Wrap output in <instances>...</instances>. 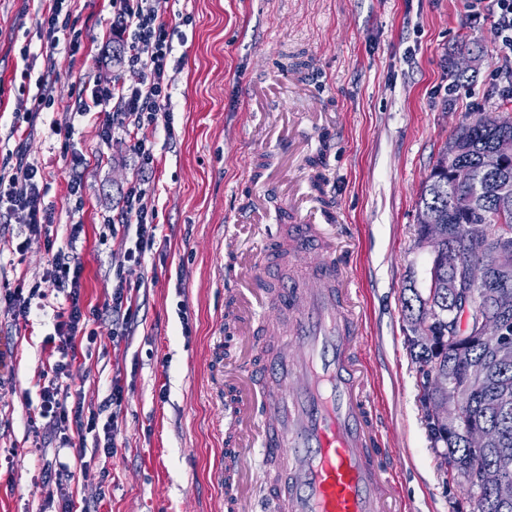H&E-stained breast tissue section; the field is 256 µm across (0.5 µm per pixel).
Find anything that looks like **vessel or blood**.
<instances>
[{"label": "vessel or blood", "mask_w": 512, "mask_h": 512, "mask_svg": "<svg viewBox=\"0 0 512 512\" xmlns=\"http://www.w3.org/2000/svg\"><path fill=\"white\" fill-rule=\"evenodd\" d=\"M333 221L314 206L275 239L280 263L296 260L305 243L314 241L320 264L288 285L291 307L282 340L296 343L299 354L235 368L250 380L263 371L265 381L237 392V421L256 425L257 432L228 454L240 466L257 446L285 456V481L272 493L279 512H400L374 396L365 381L362 319L328 231ZM274 304L262 293L239 302V328H249Z\"/></svg>", "instance_id": "obj_1"}]
</instances>
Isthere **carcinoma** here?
<instances>
[{
    "label": "carcinoma",
    "instance_id": "1",
    "mask_svg": "<svg viewBox=\"0 0 512 512\" xmlns=\"http://www.w3.org/2000/svg\"><path fill=\"white\" fill-rule=\"evenodd\" d=\"M458 154L448 161V150H443L431 170L418 200V213L434 211L441 215V232L434 234L437 255L431 259L427 281L440 283L448 280V247L457 249L464 259L481 261L489 268V288L512 290V249L499 246L501 238L512 234V196H503L499 186L512 181V165L498 172L484 168V159L504 140H512L509 131L497 126L491 112L467 113L459 125ZM504 224L506 228L493 235L480 252L473 251L468 234L462 225L470 223ZM413 300L405 302L411 330L420 328L419 310L434 305L441 324L439 330L454 327V311L458 299L446 288H435L422 297L411 289ZM418 302L413 308L412 302ZM410 353L419 367H429L448 375L453 388L463 401L464 424L432 439L434 445L446 448L445 457L453 475L473 490L474 512H512V501L496 498L484 485L478 483L483 470H493L503 480L512 482V406H501L504 397L512 396V364L500 365L493 358L492 344L481 336H471L468 348L460 356L432 336H413L409 339ZM482 425L497 440L490 447L475 453L468 448L465 429Z\"/></svg>",
    "mask_w": 512,
    "mask_h": 512
}]
</instances>
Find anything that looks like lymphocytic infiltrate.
Masks as SVG:
<instances>
[{"instance_id": "1", "label": "lymphocytic infiltrate", "mask_w": 512, "mask_h": 512, "mask_svg": "<svg viewBox=\"0 0 512 512\" xmlns=\"http://www.w3.org/2000/svg\"><path fill=\"white\" fill-rule=\"evenodd\" d=\"M71 0H38L37 28L45 47V69L38 76L37 92L26 107L28 125H35L41 112L54 104L50 77L54 70L57 50L74 53L81 48V33L70 23ZM112 7L111 33L123 43V60L139 73L136 84L119 81L108 85L90 86L80 98V116L93 114L100 106L109 111L97 123V135L106 141L114 135H124L130 142L135 166L139 172L124 191L120 202L108 218L109 224L121 227L131 244L125 248V262L141 263L145 254L157 243L160 226L155 211L143 203L146 195L143 172L155 163L154 146L143 137L147 127L158 126L164 116L163 108L171 98L169 60L173 53L170 32L149 4V0H110ZM465 11L473 16L488 11L497 31L494 54L499 66L494 73L501 94L512 97V0H463ZM48 187L42 169L30 162L24 151H17L13 172L0 175V218L10 217L26 227L29 234H41L46 224L52 223V211L44 198ZM49 277L63 295L54 318L57 346L61 354L51 368V377L41 391L39 415L53 432L63 434L69 428L94 436L93 449L76 448L75 461L86 456L112 457L116 452V435L122 411L123 388L112 383L101 413H83L82 409L67 411L59 399V381L69 371L66 358L75 347L77 336L95 342L94 332L88 331L91 318L99 317V310L85 312L81 303L82 266L75 257L57 252L51 260Z\"/></svg>"}]
</instances>
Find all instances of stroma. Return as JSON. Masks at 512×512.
I'll use <instances>...</instances> for the list:
<instances>
[{
    "label": "stroma",
    "instance_id": "obj_1",
    "mask_svg": "<svg viewBox=\"0 0 512 512\" xmlns=\"http://www.w3.org/2000/svg\"><path fill=\"white\" fill-rule=\"evenodd\" d=\"M177 29L171 127L144 131L155 171L144 203L165 239L142 264L122 260L120 238L105 218L134 177L123 135L96 136L79 116L83 85L138 82L112 58L104 0H76L71 23L83 35L76 55L57 52L54 105L40 115L26 144L41 167L53 222L29 235L0 223V292L40 284L44 307L16 323L0 301V512H63L45 462H72L60 440L38 447L32 421L42 373L60 355L54 334L55 285L47 272L57 250L83 266L84 307L104 309L117 281L144 300L133 335L112 338V318L93 322L97 342L76 343L68 406L98 410L113 379L124 387L117 452L75 470L74 512H224L214 477L224 459L225 353L265 348L263 327L247 336L224 326L226 289L261 274L282 287L274 263L251 255L270 244L288 214L289 191H310L306 163L320 156L326 200L340 221L342 246L365 327L362 348L378 421L392 450L389 463L404 512H471L459 482L440 469L418 402L419 377L406 344L404 308L423 288L429 251L415 236L417 201L439 152L468 112H512L492 79L496 30L472 19L460 0H151ZM33 0H0V174L9 173L14 108L25 78L22 46L41 55ZM477 48L478 78L449 92L455 61ZM84 155L81 197L70 194L65 153ZM83 232L71 240L73 223ZM236 236L241 254L224 250Z\"/></svg>",
    "mask_w": 512,
    "mask_h": 512
}]
</instances>
